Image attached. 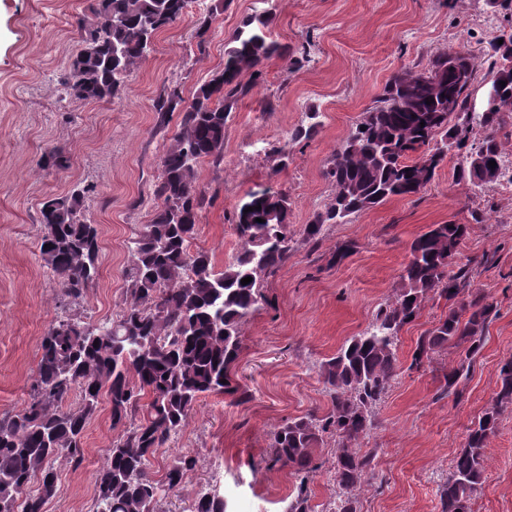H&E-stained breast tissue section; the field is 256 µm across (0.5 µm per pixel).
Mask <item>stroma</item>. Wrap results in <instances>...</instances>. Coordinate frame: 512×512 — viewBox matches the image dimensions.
I'll list each match as a JSON object with an SVG mask.
<instances>
[{"instance_id": "stroma-1", "label": "stroma", "mask_w": 512, "mask_h": 512, "mask_svg": "<svg viewBox=\"0 0 512 512\" xmlns=\"http://www.w3.org/2000/svg\"><path fill=\"white\" fill-rule=\"evenodd\" d=\"M88 4L0 0V414L24 407L50 322L64 312L101 320L122 308L128 244L152 220L159 159L182 118L178 111L156 112L155 101L171 85L191 99L223 69L224 49L248 18L272 12L270 34L286 53L264 62L260 84L243 73L253 89L231 114L224 162L199 168L198 182L211 202L199 214L193 245L208 251L219 271L237 250L235 212L248 193H287L293 236L330 202L328 159L393 73L464 50L478 62L474 103L482 102L487 88L482 58L492 34L485 0H195L188 14L158 33L118 96L108 103L81 101L62 80L81 48L77 20ZM208 13L213 22L200 48L196 21ZM304 44L308 62L290 70L288 51ZM313 109L321 114L318 135L291 143V132ZM282 145L289 152L284 168L272 152ZM51 148L69 158L68 169L41 167ZM456 162L448 156L420 195L391 198L349 223L325 225L317 252L297 244L287 267L264 281L269 303L243 324L233 370L249 400L201 398L174 447L152 461L157 472L174 454L197 458L168 512H186L195 493L208 486L220 489L230 512H286L295 480L288 470L268 468L270 432L288 419L326 411L320 364L366 329L392 297L413 239L430 225L451 222L469 227L456 265L470 267L475 287L496 302L498 314L456 398L442 396L441 387L443 370L459 359L457 350L439 353L424 370L409 368L418 337L447 312V301L429 297L419 319L403 329L402 370L379 407L377 428L361 442L377 451L375 478L358 495L360 512H441L437 488L471 422L492 402L501 363L512 358V196L456 182ZM79 183L95 188L88 205L100 257L95 285L74 305L41 256L40 207ZM343 240L355 242V251L330 265ZM488 253L497 263L487 269L480 260ZM115 437L109 406L101 404L85 432L81 466L57 461L60 492L46 512H90L96 470ZM314 455L321 467L310 484L311 504L324 512L336 494L332 442ZM473 512H512L511 408L486 451L485 482Z\"/></svg>"}]
</instances>
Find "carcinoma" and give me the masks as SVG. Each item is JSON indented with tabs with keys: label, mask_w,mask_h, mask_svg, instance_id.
<instances>
[{
	"label": "carcinoma",
	"mask_w": 512,
	"mask_h": 512,
	"mask_svg": "<svg viewBox=\"0 0 512 512\" xmlns=\"http://www.w3.org/2000/svg\"><path fill=\"white\" fill-rule=\"evenodd\" d=\"M189 4L92 0L89 14L78 22L82 48L70 62L67 90L86 101H111L146 61L150 39L180 19ZM506 34L512 38V29L484 50L487 91L500 101L492 112L473 111L470 89L476 68L465 52H441L422 69H405L386 81L346 144L329 159L325 176L334 196L303 226L304 244L316 249L326 224H345L348 217L388 199L420 194L450 151L457 156V181L487 189L500 182L497 135L512 123V61L498 44ZM283 52L251 19L225 48L224 68L201 84L190 101L176 88L159 95L156 111L178 108L183 115L160 158L151 223L130 241L125 306L105 321L64 316L44 332L25 407L0 415V512H44L60 490L56 460L66 457L81 464L85 430L103 400L117 437L96 475L94 512H166L167 500L196 460L179 454L156 477L151 459L171 447L201 396L249 397L231 369L240 356L244 319L267 304L262 281L283 269L295 252L293 239L284 236L292 202L283 193L247 194L235 213L239 251L220 272L208 252H192L189 246L207 202L197 182L199 163L209 159L218 166L224 161L231 112L253 88L241 82V75L250 70L260 77L264 61ZM449 101L453 119L444 116ZM318 117L311 113L312 123L295 129L291 140L313 139ZM477 128L484 132L480 146L485 149L479 166L471 161L475 148L470 143ZM491 160L496 167L489 166ZM91 192L78 185L66 196L43 202L40 210L41 255L62 294L74 303L84 299L98 275V268L86 267L99 259L98 229L85 214ZM258 204L261 209H254ZM467 236L468 225L448 223L434 224L414 238L393 297L380 305L365 331L319 366L328 411L290 419L271 434L266 462L289 469L298 481L288 512H308V488L318 471L313 451L326 437L336 445V499L329 512H357L354 491L373 478L376 459V449L364 451L360 441L377 427L376 410L400 374V333L421 316L431 293L448 301V313L418 337L408 369L420 370L437 351L455 348L460 359L443 374V393H459L497 315L496 306L474 287L471 271L452 269ZM245 277L252 281L243 285ZM498 379L492 404L471 422L452 471L439 485L441 512H472V497L484 483L486 449L501 414L512 408V360L500 367ZM188 512H228V502L203 489Z\"/></svg>",
	"instance_id": "cac0c4a2"
}]
</instances>
